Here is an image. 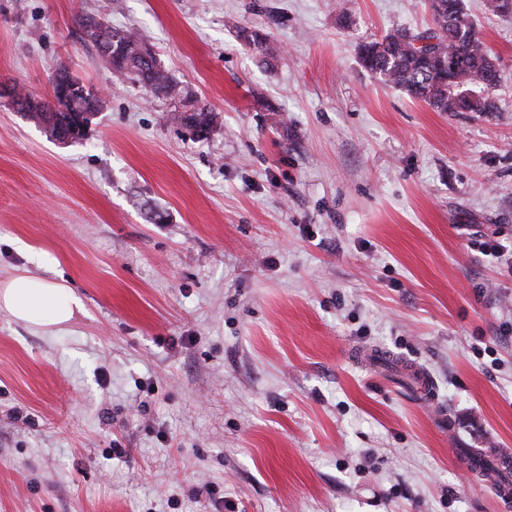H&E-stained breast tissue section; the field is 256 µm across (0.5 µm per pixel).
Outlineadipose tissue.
Here are the masks:
<instances>
[{
	"mask_svg": "<svg viewBox=\"0 0 512 512\" xmlns=\"http://www.w3.org/2000/svg\"><path fill=\"white\" fill-rule=\"evenodd\" d=\"M0 308L17 321L52 331L71 322L83 304L65 282L21 271L0 284Z\"/></svg>",
	"mask_w": 512,
	"mask_h": 512,
	"instance_id": "obj_1",
	"label": "adipose tissue"
}]
</instances>
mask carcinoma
I'll use <instances>...</instances> for the list:
<instances>
[{
	"mask_svg": "<svg viewBox=\"0 0 512 512\" xmlns=\"http://www.w3.org/2000/svg\"><path fill=\"white\" fill-rule=\"evenodd\" d=\"M434 27L417 34L393 30L382 39L358 46L362 65L415 100L426 102L438 112L496 110L492 92L497 82L485 74L494 63L467 17L463 0H432ZM101 56L117 77L129 79L161 93L174 104L175 119L202 135L213 128L214 118L205 107L194 104L189 94L162 71L151 47L128 30L102 25V31H87ZM30 118L54 133L80 126L81 113L72 105L64 112L47 100Z\"/></svg>",
	"mask_w": 512,
	"mask_h": 512,
	"instance_id": "1",
	"label": "carcinoma"
}]
</instances>
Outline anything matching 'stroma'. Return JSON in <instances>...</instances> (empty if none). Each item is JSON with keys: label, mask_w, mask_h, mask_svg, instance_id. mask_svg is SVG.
Masks as SVG:
<instances>
[{"label": "stroma", "mask_w": 512, "mask_h": 512, "mask_svg": "<svg viewBox=\"0 0 512 512\" xmlns=\"http://www.w3.org/2000/svg\"><path fill=\"white\" fill-rule=\"evenodd\" d=\"M487 3L479 115L359 62L429 0H0L1 85L44 99L65 68L104 101L64 144L0 96V282L55 271L84 306L54 332L0 309V512H512L463 468L512 452V13ZM84 16L144 38L210 136ZM103 30H87V36L97 46L101 56L112 66L118 78L129 79L161 93L174 104L175 119L198 135L208 134L214 118L205 107L194 104L189 92H183L162 71L154 59L151 47L128 30L119 31L100 22ZM181 106V108L179 107Z\"/></svg>", "instance_id": "35a3bbf8"}]
</instances>
